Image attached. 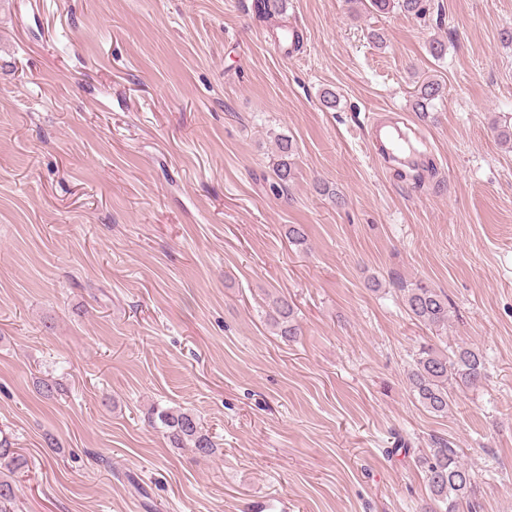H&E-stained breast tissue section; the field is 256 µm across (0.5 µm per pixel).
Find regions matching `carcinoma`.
<instances>
[{
  "label": "carcinoma",
  "instance_id": "cac0c4a2",
  "mask_svg": "<svg viewBox=\"0 0 512 512\" xmlns=\"http://www.w3.org/2000/svg\"><path fill=\"white\" fill-rule=\"evenodd\" d=\"M368 2L377 13H386L398 6L404 12L420 17L428 11L427 0H360ZM287 0H254L255 15L260 20L283 13ZM443 96V87L438 82L428 81L421 85L415 111L425 117L433 101ZM296 146L287 136L277 138V159L273 163L275 176L271 187L277 194L288 189L293 179V159ZM403 301L407 311L427 326L448 325L451 305L448 294L422 282L412 287H403ZM273 304L278 316L275 320L279 335L293 340L300 335L295 312L288 300L277 298ZM486 358L478 348L459 347L452 352L433 345H423L415 352L413 364L407 373L409 389L416 401L428 412L445 415L454 404L452 389H474L486 379ZM149 419L160 426L171 447L191 448L201 457L216 452L213 437L203 429L197 416L189 409L153 408ZM462 449L453 442L437 438L429 454L422 457L429 502L421 506V512H479L477 486L471 469L462 461ZM24 460L12 448L8 438L0 439V512L7 510L15 498L12 476L23 467Z\"/></svg>",
  "mask_w": 512,
  "mask_h": 512
}]
</instances>
